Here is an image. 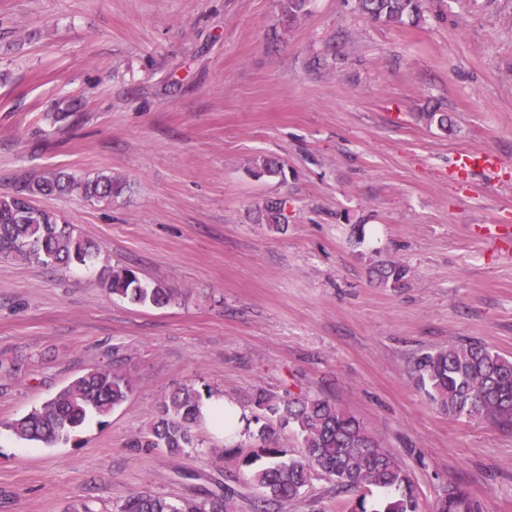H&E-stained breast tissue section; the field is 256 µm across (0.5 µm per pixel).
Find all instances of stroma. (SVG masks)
Masks as SVG:
<instances>
[{
    "instance_id": "35a3bbf8",
    "label": "stroma",
    "mask_w": 512,
    "mask_h": 512,
    "mask_svg": "<svg viewBox=\"0 0 512 512\" xmlns=\"http://www.w3.org/2000/svg\"><path fill=\"white\" fill-rule=\"evenodd\" d=\"M78 103L63 123L56 101ZM441 107L447 130L423 112ZM502 164L461 181L456 153ZM281 176L255 178L252 159ZM123 178L105 208L73 194L39 206L94 241L85 266L0 257V512H120L149 491L178 500L256 490L239 459L133 447L186 386L224 394L257 450L256 388L321 394L353 412L410 473L422 512L463 484L512 512V432L449 416L414 382L416 355L463 340L512 357V0H433L418 24L365 18L355 0H0V195L43 171ZM285 204L282 232L261 213ZM381 260L408 269L378 283ZM128 267L175 291L163 308L110 295ZM120 357L136 390L75 442L18 439L26 415ZM315 473L279 512H346Z\"/></svg>"
}]
</instances>
